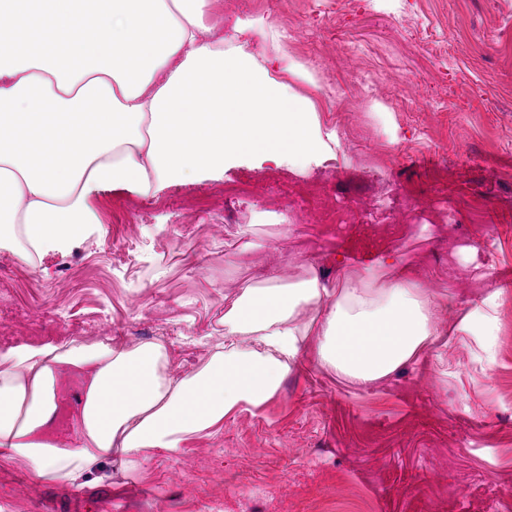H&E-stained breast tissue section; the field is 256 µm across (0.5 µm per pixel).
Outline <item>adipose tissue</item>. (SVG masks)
Segmentation results:
<instances>
[{"instance_id":"1","label":"adipose tissue","mask_w":512,"mask_h":512,"mask_svg":"<svg viewBox=\"0 0 512 512\" xmlns=\"http://www.w3.org/2000/svg\"><path fill=\"white\" fill-rule=\"evenodd\" d=\"M213 0H0V247L29 264L100 230L93 195L155 196L218 179L239 159L303 168L332 158L335 127L295 83L313 73L288 56L261 16L223 30ZM271 39L266 65L242 35ZM329 280L309 266L282 283L224 299V345L198 374L164 375V343L129 349L103 338L0 347V461L42 483L78 487L109 467L140 473L225 417L277 398L306 349L361 388L447 346L441 304L401 250H341ZM498 291L454 332L489 344ZM80 396L57 431L59 381Z\"/></svg>"}]
</instances>
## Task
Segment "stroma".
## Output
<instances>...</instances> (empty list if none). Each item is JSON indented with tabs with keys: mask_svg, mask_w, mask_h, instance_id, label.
<instances>
[{
	"mask_svg": "<svg viewBox=\"0 0 512 512\" xmlns=\"http://www.w3.org/2000/svg\"><path fill=\"white\" fill-rule=\"evenodd\" d=\"M215 19L276 11L288 52L314 70L341 146L333 164L227 167L218 181L177 183L145 198L98 193L99 237L20 264L0 249V346L109 336L128 347L164 340L168 371L204 368L224 340V298L269 271L283 281L326 266L338 246L400 249L453 293L442 316L500 289L492 352L454 336L417 366L358 390L313 353L276 400L241 411L141 473L86 488L83 512H512V0H216ZM382 103L383 127L369 107ZM252 186L225 223L224 191ZM298 199L287 223L282 196ZM355 200L372 224H334ZM424 209L432 237L407 223ZM252 233H245V225ZM252 248H243L244 239ZM489 246L492 276L461 264ZM20 463L0 464V512L64 504Z\"/></svg>",
	"mask_w": 512,
	"mask_h": 512,
	"instance_id": "1",
	"label": "stroma"
}]
</instances>
